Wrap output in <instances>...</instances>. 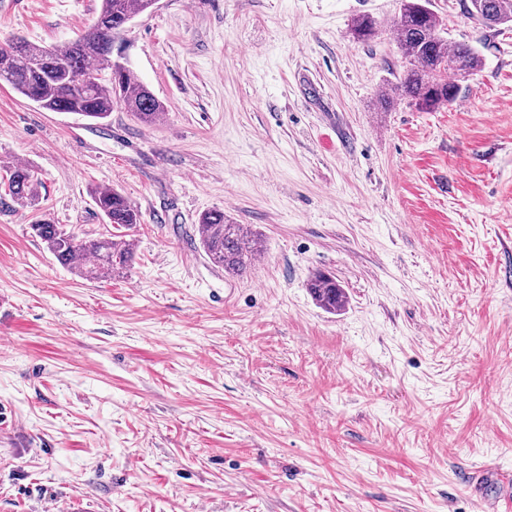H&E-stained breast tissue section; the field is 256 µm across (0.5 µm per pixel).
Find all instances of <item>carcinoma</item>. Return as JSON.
Masks as SVG:
<instances>
[{
	"instance_id": "1",
	"label": "carcinoma",
	"mask_w": 512,
	"mask_h": 512,
	"mask_svg": "<svg viewBox=\"0 0 512 512\" xmlns=\"http://www.w3.org/2000/svg\"><path fill=\"white\" fill-rule=\"evenodd\" d=\"M466 13L485 29L512 27V0H466ZM150 9L149 0H101L94 26L61 45L34 44L13 36L0 41V83L50 112H71L89 120H104L116 107L138 120L153 124L164 106L143 83L132 79L125 63L115 61L112 71L101 75L112 58L116 35L133 17ZM395 41L405 67L391 91L379 96L384 108L404 101L422 112L436 111L454 102L464 81L481 66L478 52L468 44L450 42L443 25L430 8V0H400ZM354 38L364 43L377 34L376 21L358 18ZM41 178L29 164H13L4 183L5 194L26 207L39 204ZM91 198L107 223L129 230L139 223L138 210L117 190L96 187ZM200 247L227 275L240 276L254 264L258 240L241 224L224 221L219 210L198 219ZM33 234L62 266L91 279L112 276L127 268L135 243L121 235L79 236L64 224L41 218L31 224ZM308 288L320 308L336 312L345 304V292L336 279L316 272Z\"/></svg>"
}]
</instances>
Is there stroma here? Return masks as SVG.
Masks as SVG:
<instances>
[{
  "instance_id": "35a3bbf8",
  "label": "stroma",
  "mask_w": 512,
  "mask_h": 512,
  "mask_svg": "<svg viewBox=\"0 0 512 512\" xmlns=\"http://www.w3.org/2000/svg\"><path fill=\"white\" fill-rule=\"evenodd\" d=\"M432 4L482 58L434 112L378 109L399 0H158L115 40L150 126L0 85V168L43 182L39 211L0 201V512H474L468 473L512 477V30ZM99 8L0 0V39ZM94 186L141 219L86 280L30 224L112 233ZM211 210L261 234L245 274L201 250ZM308 288L316 304L327 312L339 311L345 304V292L331 274L314 273Z\"/></svg>"
}]
</instances>
